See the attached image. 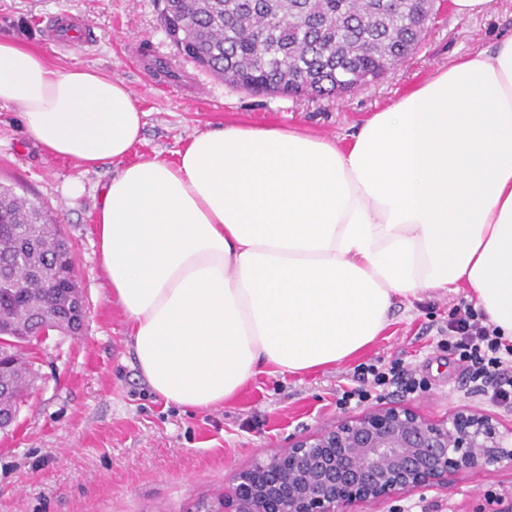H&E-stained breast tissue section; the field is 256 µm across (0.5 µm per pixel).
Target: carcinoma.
<instances>
[{"instance_id":"obj_1","label":"carcinoma","mask_w":512,"mask_h":512,"mask_svg":"<svg viewBox=\"0 0 512 512\" xmlns=\"http://www.w3.org/2000/svg\"><path fill=\"white\" fill-rule=\"evenodd\" d=\"M160 21L178 53L232 89L334 96L381 79L422 45L435 5L418 0H162ZM74 254L50 215L0 185V336L11 321L31 320L29 338L55 327L82 291ZM0 371L7 423L31 385L13 350Z\"/></svg>"}]
</instances>
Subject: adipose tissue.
I'll return each instance as SVG.
<instances>
[{
    "label": "adipose tissue",
    "instance_id": "1",
    "mask_svg": "<svg viewBox=\"0 0 512 512\" xmlns=\"http://www.w3.org/2000/svg\"><path fill=\"white\" fill-rule=\"evenodd\" d=\"M95 168L142 140L125 83L0 39V107ZM99 262L138 368L209 410L257 374L344 362L395 299L468 288L512 341V35L438 69L355 133L227 122L171 163L125 165L95 215Z\"/></svg>",
    "mask_w": 512,
    "mask_h": 512
}]
</instances>
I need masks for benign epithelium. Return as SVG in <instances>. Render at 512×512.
Returning <instances> with one entry per match:
<instances>
[{
	"label": "benign epithelium",
	"mask_w": 512,
	"mask_h": 512,
	"mask_svg": "<svg viewBox=\"0 0 512 512\" xmlns=\"http://www.w3.org/2000/svg\"><path fill=\"white\" fill-rule=\"evenodd\" d=\"M503 462L512 465V444L489 415L461 408L435 421L382 406L257 460L198 512H349Z\"/></svg>",
	"instance_id": "benign-epithelium-1"
}]
</instances>
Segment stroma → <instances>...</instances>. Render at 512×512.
<instances>
[{
	"mask_svg": "<svg viewBox=\"0 0 512 512\" xmlns=\"http://www.w3.org/2000/svg\"><path fill=\"white\" fill-rule=\"evenodd\" d=\"M82 16V46L51 40L57 14ZM512 34V0H490L471 17L445 13L419 51L385 78L335 99L255 95L227 87L179 57L166 36L158 0H0V37L42 51L59 68L74 63L124 81L141 114L143 139L125 161L94 169L44 151L25 133L20 112L0 107V184L44 206L75 257V278L88 316L79 335L51 332L28 349L34 383L17 419L0 431V512H192L222 495L237 472L292 442L323 432L344 411L336 405L359 364L401 360L428 378L427 392L387 397L432 420L467 406L512 430L504 412L468 394L461 367L438 347L467 289L396 301L392 323L363 353L306 375L262 374L224 407L187 410L158 398L136 365L125 318L112 303L96 254L94 216L103 185L124 164L161 155L175 160L197 133L244 121L306 128L329 138L353 133L440 67ZM149 44L175 58L180 80L154 75L134 59ZM512 504V467L456 474L351 512H486L489 496Z\"/></svg>",
	"mask_w": 512,
	"mask_h": 512,
	"instance_id": "obj_1",
	"label": "stroma"
}]
</instances>
